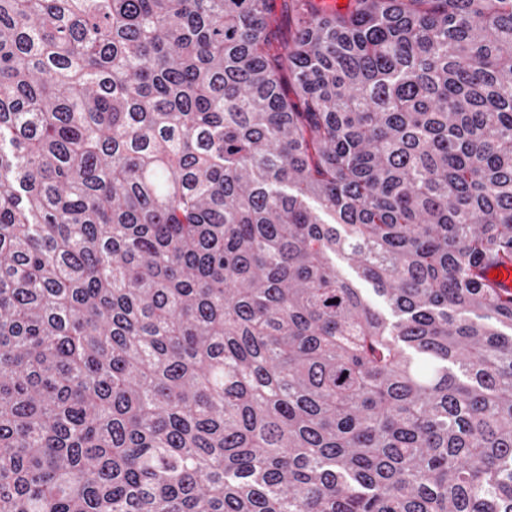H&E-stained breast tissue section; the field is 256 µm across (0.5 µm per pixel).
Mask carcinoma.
<instances>
[{
    "label": "carcinoma",
    "instance_id": "1",
    "mask_svg": "<svg viewBox=\"0 0 512 512\" xmlns=\"http://www.w3.org/2000/svg\"><path fill=\"white\" fill-rule=\"evenodd\" d=\"M511 267L512 0H0V512H512ZM336 265L341 270V273L345 278L352 281L353 284L356 286V288H360L362 294L380 311H382L387 316L390 315V311L387 308L386 304L384 303L383 299L381 297H378L375 295V293L372 290V285L369 283L359 279L357 277V274L355 271L348 267L346 263L342 262L340 259L336 258Z\"/></svg>",
    "mask_w": 512,
    "mask_h": 512
}]
</instances>
